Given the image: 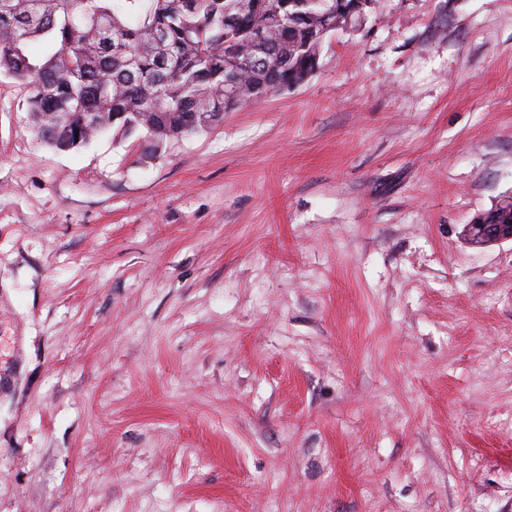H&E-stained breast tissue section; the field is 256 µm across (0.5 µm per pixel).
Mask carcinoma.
Wrapping results in <instances>:
<instances>
[{
  "label": "carcinoma",
  "instance_id": "obj_1",
  "mask_svg": "<svg viewBox=\"0 0 512 512\" xmlns=\"http://www.w3.org/2000/svg\"><path fill=\"white\" fill-rule=\"evenodd\" d=\"M347 26L338 0H0V73L27 88L41 144L68 152L116 128L152 158L303 82Z\"/></svg>",
  "mask_w": 512,
  "mask_h": 512
}]
</instances>
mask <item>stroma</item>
I'll return each instance as SVG.
<instances>
[{
    "label": "stroma",
    "mask_w": 512,
    "mask_h": 512,
    "mask_svg": "<svg viewBox=\"0 0 512 512\" xmlns=\"http://www.w3.org/2000/svg\"><path fill=\"white\" fill-rule=\"evenodd\" d=\"M0 75V512H512V0H377L145 158ZM464 232L467 239L479 247L512 242V219L504 224L487 219L475 221L473 224H467Z\"/></svg>",
    "instance_id": "1"
}]
</instances>
